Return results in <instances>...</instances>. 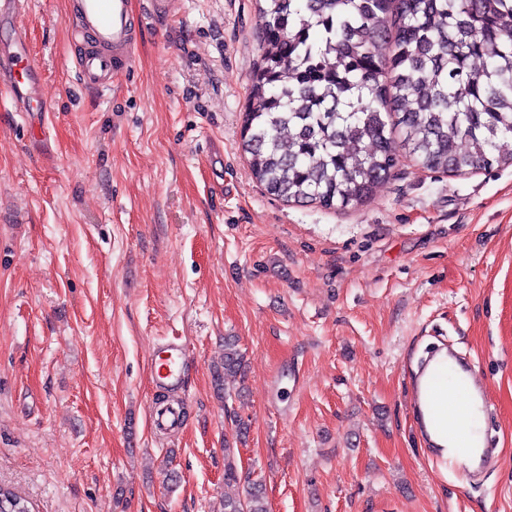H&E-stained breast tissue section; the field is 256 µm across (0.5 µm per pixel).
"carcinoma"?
Instances as JSON below:
<instances>
[{"label": "carcinoma", "instance_id": "carcinoma-1", "mask_svg": "<svg viewBox=\"0 0 512 512\" xmlns=\"http://www.w3.org/2000/svg\"><path fill=\"white\" fill-rule=\"evenodd\" d=\"M261 55L241 149L272 195L325 209L368 202L399 158L465 175L512 165V0H255ZM225 337L218 394L244 378ZM224 438V484L238 481ZM11 512H30L9 489ZM224 512H268L259 482L224 494Z\"/></svg>", "mask_w": 512, "mask_h": 512}]
</instances>
